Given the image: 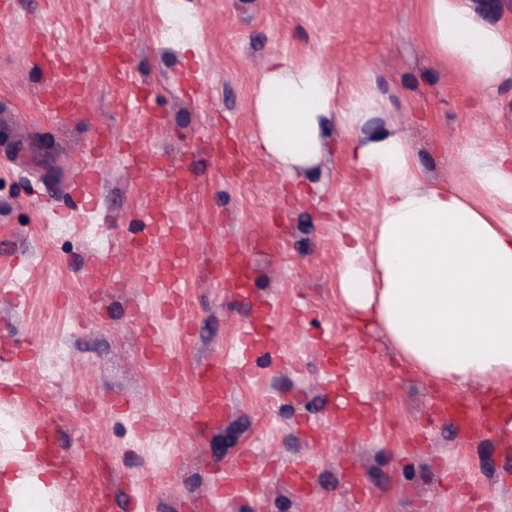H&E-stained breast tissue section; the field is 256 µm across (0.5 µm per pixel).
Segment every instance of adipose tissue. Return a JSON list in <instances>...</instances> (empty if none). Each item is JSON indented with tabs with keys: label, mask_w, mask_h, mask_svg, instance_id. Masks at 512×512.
<instances>
[{
	"label": "adipose tissue",
	"mask_w": 512,
	"mask_h": 512,
	"mask_svg": "<svg viewBox=\"0 0 512 512\" xmlns=\"http://www.w3.org/2000/svg\"><path fill=\"white\" fill-rule=\"evenodd\" d=\"M434 54L473 86L512 75V35L483 21L467 0H423ZM380 106L369 87L339 103L318 58L281 55L267 65L253 101L265 152L281 169L313 166L330 117L363 128ZM355 165L384 191L371 249L346 250L339 268L344 303L377 322L405 358L439 379L512 376V153H470L466 176L478 198L446 183L423 184L409 141L397 132L356 140ZM0 452V512H54L55 484L43 471H13L34 457L20 430Z\"/></svg>",
	"instance_id": "obj_1"
}]
</instances>
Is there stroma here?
Masks as SVG:
<instances>
[{
  "label": "stroma",
  "mask_w": 512,
  "mask_h": 512,
  "mask_svg": "<svg viewBox=\"0 0 512 512\" xmlns=\"http://www.w3.org/2000/svg\"><path fill=\"white\" fill-rule=\"evenodd\" d=\"M274 54L316 57L341 97L369 84L385 106L362 132L329 125L320 161L286 173L252 108ZM61 66L87 90L66 113L47 102ZM511 98L512 76L477 92L434 55L421 0H0V341L15 346L0 448L15 428L56 432L15 471L51 470L56 512H512V379L432 377L348 310L338 278L382 197L351 161L357 135L402 133L425 183L472 196L465 155L512 152L496 113ZM173 212L193 243L175 309L140 286L161 241L129 247ZM266 304L276 352L243 356ZM154 341L177 373L149 360ZM57 345L69 358L48 379ZM221 354L224 426L203 431L199 378Z\"/></svg>",
  "instance_id": "obj_1"
}]
</instances>
